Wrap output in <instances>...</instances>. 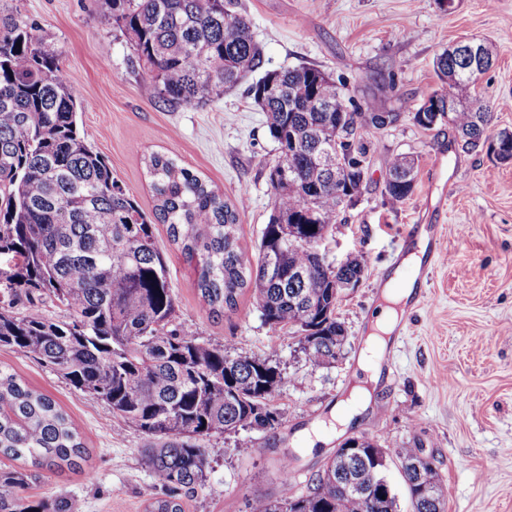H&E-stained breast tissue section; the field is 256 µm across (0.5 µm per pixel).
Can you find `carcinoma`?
I'll return each mask as SVG.
<instances>
[{
	"instance_id": "1",
	"label": "carcinoma",
	"mask_w": 512,
	"mask_h": 512,
	"mask_svg": "<svg viewBox=\"0 0 512 512\" xmlns=\"http://www.w3.org/2000/svg\"><path fill=\"white\" fill-rule=\"evenodd\" d=\"M114 28L131 46V63L148 70L144 93L170 110L203 105L263 70L264 54L246 17L224 0H104ZM448 92L413 112L424 129L446 122L470 145L485 137L489 108H470L460 92L485 71L443 51L435 60ZM73 82L34 21L0 10V347L22 352L60 374L78 393L106 403L120 428L150 439L146 465L167 490L147 512H184L182 496L204 486L211 438L260 424L256 410L273 404L282 374L269 360L231 357L174 323L176 303L153 224L112 175L105 158L80 136ZM246 94L265 113L286 174L272 183L273 208L246 265L239 211L192 170L160 153L146 158L155 219L167 225L193 268L211 311H232L250 292L264 321L309 333L299 347L309 365L336 362V276H358L357 260L334 271L311 253L342 199L336 179L364 165L377 144L360 120L373 102L346 104L342 85L313 67L264 70ZM442 109L433 119L434 106ZM339 141L343 164L319 166L320 146ZM385 195L402 202L414 191L415 161L386 157ZM301 244L292 248L289 236ZM47 296L67 313L59 321L36 301ZM0 455L36 469L75 471L85 460L72 418L48 395L0 366ZM352 458L336 449L304 493L289 483L290 461L275 496H259L249 512H396V499L377 508L366 496L329 484ZM29 473L0 469V512H75L68 498L21 495ZM412 512H447L414 486L436 485L428 465L404 477Z\"/></svg>"
}]
</instances>
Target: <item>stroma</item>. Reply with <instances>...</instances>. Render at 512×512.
Returning a JSON list of instances; mask_svg holds the SVG:
<instances>
[{
  "instance_id": "35a3bbf8",
  "label": "stroma",
  "mask_w": 512,
  "mask_h": 512,
  "mask_svg": "<svg viewBox=\"0 0 512 512\" xmlns=\"http://www.w3.org/2000/svg\"><path fill=\"white\" fill-rule=\"evenodd\" d=\"M265 67L312 65L346 83L355 101L388 113L387 128L369 129L370 154L360 195L343 204L320 243L329 261L365 263L358 288L340 297L346 329L341 358L312 368L296 337L270 327L249 295L235 311L212 314L193 270L166 225L156 227L177 301V320L230 355L271 360L283 383L274 403L277 429L227 432L209 444L207 485L184 499L185 512H249L258 495H277L280 462L291 458L304 491L348 437L366 436L390 455L387 479L397 512H411L397 453L422 449L442 479L448 512H512V161L488 147H463L454 131L426 130L412 107L444 91L433 62L448 45L485 41L494 56L475 92L490 104L488 136L512 131V0H239ZM0 8L36 20L61 66L74 77L77 123L86 143L109 161L145 213H153L144 158L159 152L197 172L226 201H244V258L255 261L273 203L269 171L278 152L265 115L235 89L199 108L169 110L142 89L143 70L112 25L103 0H0ZM415 159L416 187L394 204L384 194L385 158ZM414 224H439V261L424 305L404 311L382 351L377 383L349 425L327 429L364 373L360 357L383 292L412 249ZM0 365L49 395L76 423L87 448L82 471L32 470L25 496L68 493L78 512H146L164 490L146 467V438L117 429L111 409L75 392L60 376L24 354L0 347ZM323 439L310 443L314 432ZM249 452H242V445Z\"/></svg>"
}]
</instances>
